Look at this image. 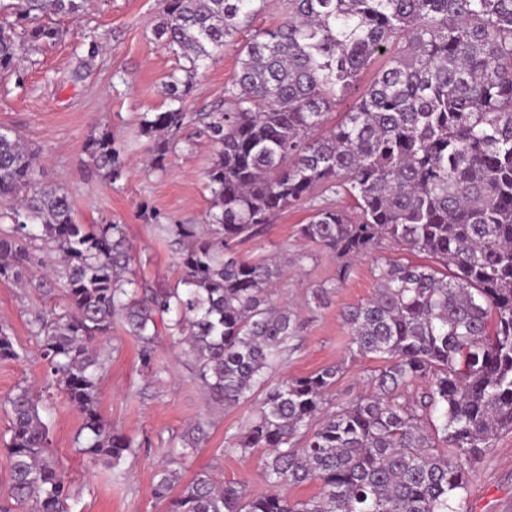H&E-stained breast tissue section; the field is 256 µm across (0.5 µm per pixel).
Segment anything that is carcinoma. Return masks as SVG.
Returning <instances> with one entry per match:
<instances>
[{"instance_id":"1","label":"carcinoma","mask_w":512,"mask_h":512,"mask_svg":"<svg viewBox=\"0 0 512 512\" xmlns=\"http://www.w3.org/2000/svg\"><path fill=\"white\" fill-rule=\"evenodd\" d=\"M265 0H164L154 35L185 65L168 75L169 100L145 112L138 136L163 169L190 122L213 147L205 171V224H158L178 259L179 284L147 288L131 269L124 225L81 224L69 195L38 180L20 136L0 126V281L56 284L60 310L38 314L46 377L82 414L76 443L117 470L136 443L97 410L106 358L99 343L121 322L150 367L162 334L197 370L220 408L253 398L256 410L232 450L261 455L269 489L250 494L207 472L187 483L170 460L153 487L170 512H462L465 465L512 431V0H286V17L252 29ZM90 0H14L0 12V78L21 76L22 46L56 43ZM240 48L229 108L190 113L184 101L224 42ZM358 100L327 135L333 107L380 58ZM108 183L125 174L104 129L86 146ZM326 193L350 197L353 219L318 206L299 237L343 260L384 240L434 264L386 258L375 289L343 314L352 359L381 362L369 394L332 401L344 364L276 378L288 364L297 317L276 298L283 265L246 259L236 247L274 216ZM43 268L37 276L35 270ZM19 352L0 324V361ZM11 411L8 497L37 512H69V489L51 451L50 428L30 384L7 397ZM206 424L174 444L182 458ZM317 483L290 498L285 486Z\"/></svg>"}]
</instances>
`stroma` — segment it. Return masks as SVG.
<instances>
[{"label":"stroma","mask_w":512,"mask_h":512,"mask_svg":"<svg viewBox=\"0 0 512 512\" xmlns=\"http://www.w3.org/2000/svg\"><path fill=\"white\" fill-rule=\"evenodd\" d=\"M160 0H92L79 19H61L69 34L26 55L20 78H0V126L17 129L37 156L41 180L62 187L71 197L79 223L113 221L122 224L134 245L136 275L156 288H171L180 279L175 253L154 231L153 222L202 224L207 220L210 192L204 171L212 148L190 125L178 135L166 169L152 168L147 140L136 139L141 113L165 109L163 84L183 64L155 39ZM245 34L229 39L223 52L197 78L185 101L189 112H208L223 105L224 88L237 71ZM111 129L123 147L126 175L106 184L88 164L86 143L91 134ZM311 215L303 202L278 213L264 232L243 243L245 258L279 254L288 274L277 285L299 311L296 350L284 376H302L319 367L346 361L348 328L342 315L369 298L375 287L377 259H410L403 247L382 242L376 253L353 260L351 273L337 283L341 264L331 253L302 243L301 224ZM328 286L325 302L315 306L312 293ZM58 293L46 294L0 282V322L12 328L19 359L0 361V508L34 512L33 505L8 499L10 414L3 400L16 385H34L39 408L50 426L52 450L69 486L71 512H169L168 501L156 499L153 486L168 457L169 441L191 424L207 422V437L194 453L179 461L182 481L199 471L216 480L241 482L253 493L267 489L260 477L259 455L231 451L229 439L247 424L253 401L213 410L190 360L168 338L154 348V367L140 361V348L121 326H114L103 350L106 369L99 385L98 410L112 426L136 439L134 454L122 464L124 478L110 467L82 454L74 444L81 426L80 411L65 392L48 383L38 355V340L30 331L36 312L49 311ZM465 512H512V432L499 435L467 468Z\"/></svg>","instance_id":"obj_1"}]
</instances>
